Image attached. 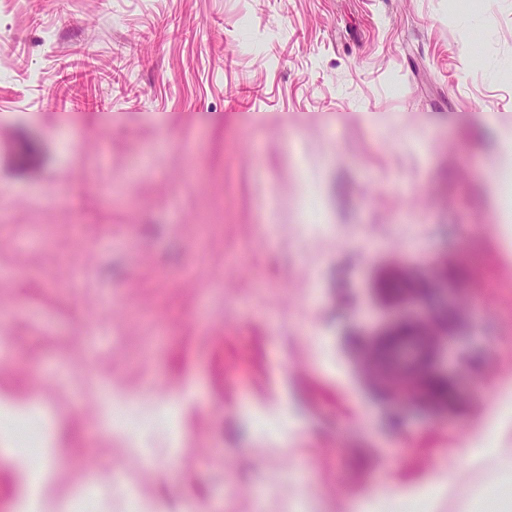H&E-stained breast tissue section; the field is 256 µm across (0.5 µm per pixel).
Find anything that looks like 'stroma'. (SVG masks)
I'll list each match as a JSON object with an SVG mask.
<instances>
[{"mask_svg":"<svg viewBox=\"0 0 512 512\" xmlns=\"http://www.w3.org/2000/svg\"><path fill=\"white\" fill-rule=\"evenodd\" d=\"M475 2L0 0V409L54 450L0 512L512 505V0ZM87 53L116 78L48 108ZM416 317L433 359L381 361Z\"/></svg>","mask_w":512,"mask_h":512,"instance_id":"stroma-1","label":"stroma"}]
</instances>
